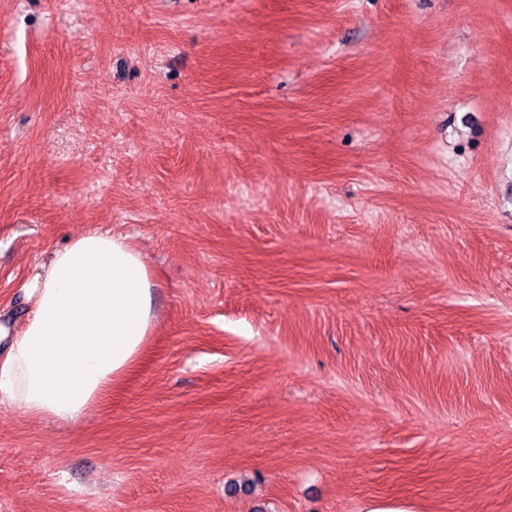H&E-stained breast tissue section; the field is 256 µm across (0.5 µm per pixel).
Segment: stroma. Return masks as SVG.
Listing matches in <instances>:
<instances>
[{
  "label": "stroma",
  "instance_id": "stroma-1",
  "mask_svg": "<svg viewBox=\"0 0 512 512\" xmlns=\"http://www.w3.org/2000/svg\"><path fill=\"white\" fill-rule=\"evenodd\" d=\"M88 227L156 319L0 512H512V0H0V314Z\"/></svg>",
  "mask_w": 512,
  "mask_h": 512
}]
</instances>
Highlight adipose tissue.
Segmentation results:
<instances>
[{"instance_id": "obj_1", "label": "adipose tissue", "mask_w": 512, "mask_h": 512, "mask_svg": "<svg viewBox=\"0 0 512 512\" xmlns=\"http://www.w3.org/2000/svg\"><path fill=\"white\" fill-rule=\"evenodd\" d=\"M30 313L0 353V405L72 421L137 362L151 330V272L127 237L93 228L24 288Z\"/></svg>"}]
</instances>
